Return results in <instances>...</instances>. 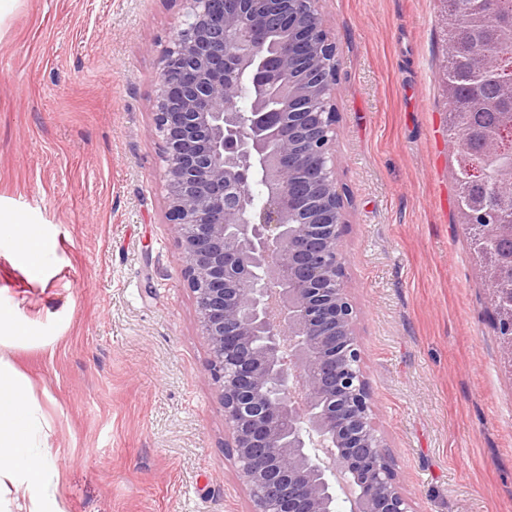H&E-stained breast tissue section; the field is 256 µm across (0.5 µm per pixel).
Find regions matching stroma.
<instances>
[{
	"label": "stroma",
	"mask_w": 512,
	"mask_h": 512,
	"mask_svg": "<svg viewBox=\"0 0 512 512\" xmlns=\"http://www.w3.org/2000/svg\"><path fill=\"white\" fill-rule=\"evenodd\" d=\"M181 0H11L0 15V346L52 423L62 512H252L168 220L153 101ZM340 242L374 418L415 512H512V360L455 214L439 0H323ZM6 236L8 254L14 267L22 270L32 280H43L47 256L53 252L54 243L35 224H23L13 216L0 225V240ZM4 328L7 329V336H2ZM0 335V345L2 342L12 346L28 345L38 340V336L31 335L30 327L17 323L10 313L2 312V309L0 310Z\"/></svg>",
	"instance_id": "obj_1"
}]
</instances>
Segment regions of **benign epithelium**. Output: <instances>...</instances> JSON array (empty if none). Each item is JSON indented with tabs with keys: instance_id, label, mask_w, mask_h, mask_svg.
Segmentation results:
<instances>
[{
	"instance_id": "obj_1",
	"label": "benign epithelium",
	"mask_w": 512,
	"mask_h": 512,
	"mask_svg": "<svg viewBox=\"0 0 512 512\" xmlns=\"http://www.w3.org/2000/svg\"><path fill=\"white\" fill-rule=\"evenodd\" d=\"M321 0H182L162 50L154 101L168 212L181 245L220 389L226 448L254 512H413L373 421L356 312L345 286L337 189L336 44ZM508 74L512 61L478 58ZM250 112H239L244 85ZM512 150V127L483 137V157ZM469 173L492 197L512 189V159ZM267 190L256 207L250 188ZM478 207L467 228L512 238ZM480 278L512 277V255L480 263ZM494 321L512 363V303Z\"/></svg>"
}]
</instances>
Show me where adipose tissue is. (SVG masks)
Here are the masks:
<instances>
[{
    "label": "adipose tissue",
    "instance_id": "adipose-tissue-1",
    "mask_svg": "<svg viewBox=\"0 0 512 512\" xmlns=\"http://www.w3.org/2000/svg\"><path fill=\"white\" fill-rule=\"evenodd\" d=\"M8 240L14 267L39 280L53 252V242L35 224L11 217L0 225ZM51 423L33 396L28 381L8 361L0 359V497L9 485L25 484L27 502L18 512H61L57 503L59 472L48 454Z\"/></svg>",
    "mask_w": 512,
    "mask_h": 512
}]
</instances>
